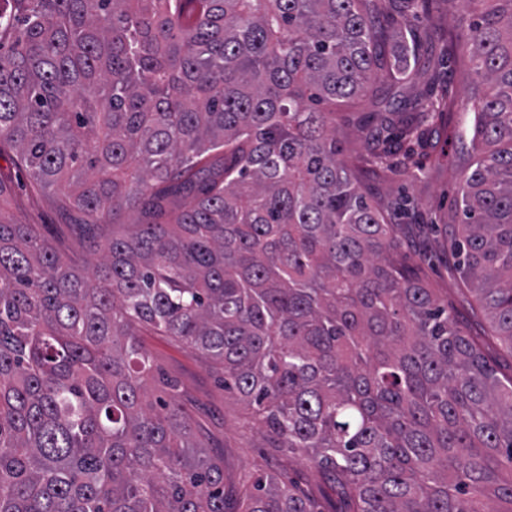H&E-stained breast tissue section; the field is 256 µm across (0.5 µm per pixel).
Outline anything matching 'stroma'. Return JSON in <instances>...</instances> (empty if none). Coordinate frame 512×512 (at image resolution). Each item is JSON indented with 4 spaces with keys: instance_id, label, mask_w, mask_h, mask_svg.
Listing matches in <instances>:
<instances>
[{
    "instance_id": "obj_1",
    "label": "stroma",
    "mask_w": 512,
    "mask_h": 512,
    "mask_svg": "<svg viewBox=\"0 0 512 512\" xmlns=\"http://www.w3.org/2000/svg\"><path fill=\"white\" fill-rule=\"evenodd\" d=\"M469 10L464 0H430L428 13L409 15L424 63L422 83H431L429 74L438 54V36L464 40ZM433 85L434 97L450 101L451 116L445 125L425 121L429 138L422 173L416 177L409 173L385 179L372 177L366 185L372 204L384 212L389 223L411 225V233L403 239L405 251L421 260L427 280L438 288L455 318L479 334L489 324L483 315L475 314V295L448 260L445 231L446 225L458 221L453 199L465 158L453 132L473 108L466 64H459L451 77ZM0 178L10 184L8 192L0 196L1 217L36 225L39 233L60 245L64 253L81 251L82 242L73 228L78 220L76 213L63 208L51 194L31 191L25 172L9 156L0 157ZM144 342L159 372L149 382L151 396H164L163 379L179 381L182 404L192 418L193 430L208 452L223 460L225 482L236 485L243 476L260 471L293 478L308 473L307 463L300 455L287 457L277 449L260 447L251 415L234 397L225 394L215 373L192 348L163 336H148Z\"/></svg>"
}]
</instances>
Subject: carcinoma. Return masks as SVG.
<instances>
[{"label": "carcinoma", "instance_id": "1", "mask_svg": "<svg viewBox=\"0 0 512 512\" xmlns=\"http://www.w3.org/2000/svg\"><path fill=\"white\" fill-rule=\"evenodd\" d=\"M427 0H0V155L82 217L64 260L0 218V512H320L148 399L144 336L193 347L339 512H512V373L401 251L336 104L422 69ZM474 5L472 158L449 255L512 352V0ZM444 99L362 112L374 165Z\"/></svg>", "mask_w": 512, "mask_h": 512}]
</instances>
